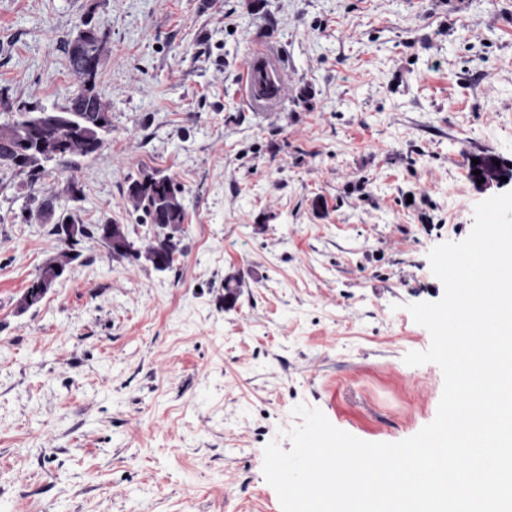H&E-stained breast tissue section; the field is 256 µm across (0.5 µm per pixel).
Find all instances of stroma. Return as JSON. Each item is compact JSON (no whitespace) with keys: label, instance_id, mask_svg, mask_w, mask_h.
I'll list each match as a JSON object with an SVG mask.
<instances>
[{"label":"stroma","instance_id":"1","mask_svg":"<svg viewBox=\"0 0 512 512\" xmlns=\"http://www.w3.org/2000/svg\"><path fill=\"white\" fill-rule=\"evenodd\" d=\"M88 15L103 147L33 190L0 170V512H282L263 449L295 405L367 442L436 416L443 374L404 363L431 343L406 306L444 294L427 254L486 198L471 158L512 160V0H0V124L66 105ZM257 46L288 71L264 112L240 99ZM143 172L183 189L173 269L86 239L19 311L63 248L42 196L142 250Z\"/></svg>","mask_w":512,"mask_h":512}]
</instances>
